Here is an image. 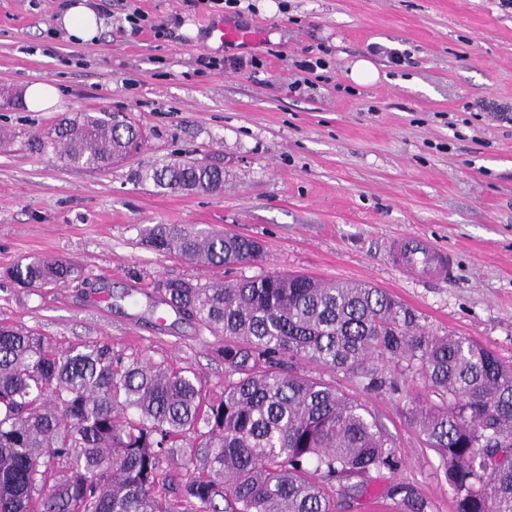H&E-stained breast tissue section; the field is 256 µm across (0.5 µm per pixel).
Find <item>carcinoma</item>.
<instances>
[{
	"instance_id": "carcinoma-1",
	"label": "carcinoma",
	"mask_w": 512,
	"mask_h": 512,
	"mask_svg": "<svg viewBox=\"0 0 512 512\" xmlns=\"http://www.w3.org/2000/svg\"><path fill=\"white\" fill-rule=\"evenodd\" d=\"M132 122L105 112L63 115L36 152L104 171L140 149ZM187 192L224 188L196 159L145 174ZM147 244L203 266L258 261L246 236L187 225L143 229ZM79 268L29 258L0 275L27 288L60 286ZM162 301L224 337V389L208 392L165 361L98 341L60 349L0 325V512H339L370 495L404 456L357 399L301 373L298 361L358 372L378 391L373 359L408 361L440 403L411 419L443 462L455 512H512V363L468 338L439 336L411 309L362 283L280 272L221 284L171 279ZM395 512H433L406 481L381 489Z\"/></svg>"
}]
</instances>
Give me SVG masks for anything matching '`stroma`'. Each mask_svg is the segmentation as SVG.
Returning <instances> with one entry per match:
<instances>
[{
	"label": "stroma",
	"instance_id": "1",
	"mask_svg": "<svg viewBox=\"0 0 512 512\" xmlns=\"http://www.w3.org/2000/svg\"><path fill=\"white\" fill-rule=\"evenodd\" d=\"M71 0H0V90L55 85L47 112L0 108V271L40 256L75 263L80 279L24 288L0 279V324L56 347L109 340L114 354L149 356L224 388V339L160 301L166 279L208 283L266 272L309 274L384 289L438 334L465 336L512 362V8L502 0H91L95 40L73 42L58 23ZM140 6L167 34L130 36ZM233 21L261 32L251 45L214 43ZM327 50L315 89L290 92L305 49ZM404 52L400 66L385 52ZM206 53L259 57L260 73L196 70ZM370 60L375 82L348 76ZM106 109L142 129L141 150L103 172L66 166L27 147L65 112ZM204 158L224 170L218 192H173L145 171ZM183 224L250 237L260 261L204 267L148 248L142 231ZM417 234L456 256L443 282L404 277L389 242ZM394 389L298 362L362 402L406 458L379 487L409 481L455 512L439 456L410 410L428 394L405 363L377 360Z\"/></svg>",
	"mask_w": 512,
	"mask_h": 512
}]
</instances>
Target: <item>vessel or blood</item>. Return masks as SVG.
<instances>
[{
  "mask_svg": "<svg viewBox=\"0 0 512 512\" xmlns=\"http://www.w3.org/2000/svg\"><path fill=\"white\" fill-rule=\"evenodd\" d=\"M215 41H251L253 32L231 22H220L210 29ZM392 262L404 275L417 280H443L452 276L454 256L426 237L408 234L394 239L390 245Z\"/></svg>",
  "mask_w": 512,
  "mask_h": 512,
  "instance_id": "1",
  "label": "vessel or blood"
}]
</instances>
